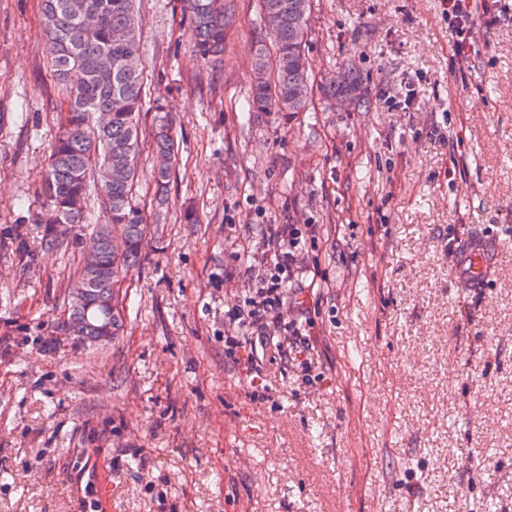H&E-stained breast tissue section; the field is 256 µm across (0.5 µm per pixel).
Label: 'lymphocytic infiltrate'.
I'll list each match as a JSON object with an SVG mask.
<instances>
[{
  "mask_svg": "<svg viewBox=\"0 0 512 512\" xmlns=\"http://www.w3.org/2000/svg\"><path fill=\"white\" fill-rule=\"evenodd\" d=\"M448 17V34L455 54L462 55L471 45L478 0H442ZM314 224H267L261 230L256 251L245 260L256 269L255 286L242 304L228 308L224 316L238 328L237 335L224 339V355L251 369V361L242 360L241 350L270 343L287 347L294 361H304L311 348V336L298 320L286 319V303L298 292V279L308 268L303 242L315 238Z\"/></svg>",
  "mask_w": 512,
  "mask_h": 512,
  "instance_id": "f902f5d3",
  "label": "lymphocytic infiltrate"
}]
</instances>
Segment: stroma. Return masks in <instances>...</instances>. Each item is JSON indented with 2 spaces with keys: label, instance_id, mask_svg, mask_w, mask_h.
<instances>
[{
  "label": "stroma",
  "instance_id": "35a3bbf8",
  "mask_svg": "<svg viewBox=\"0 0 512 512\" xmlns=\"http://www.w3.org/2000/svg\"><path fill=\"white\" fill-rule=\"evenodd\" d=\"M229 3L213 65L181 0L139 2L142 122L166 116L179 149L162 224L141 155L152 229L120 335L94 344L58 326L105 191L45 247L65 94L41 0H0V230L34 255L0 243V512H512V0L460 57L441 0H312L310 107L258 117L269 35L258 0ZM348 67L363 101L343 111L323 85ZM264 224L319 227L306 373L272 346L249 376L224 356ZM482 239L471 290L448 248Z\"/></svg>",
  "mask_w": 512,
  "mask_h": 512
}]
</instances>
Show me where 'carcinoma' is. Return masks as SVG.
<instances>
[{"label":"carcinoma","instance_id":"carcinoma-1","mask_svg":"<svg viewBox=\"0 0 512 512\" xmlns=\"http://www.w3.org/2000/svg\"><path fill=\"white\" fill-rule=\"evenodd\" d=\"M260 21L273 40V49L260 43L252 64L253 82L247 102L250 112L308 111L311 82L305 47L311 34V0H259ZM191 24L194 51L209 62L224 54L226 0H184ZM94 13L98 28L87 31L84 15ZM42 29L46 52L55 76L67 92V109L55 136L42 195L50 209L45 245L63 246L58 224H81L87 198V173L106 188V216L95 227L84 249L97 259L80 262L69 285L67 321L72 335L99 340L109 323L112 335L122 329L115 285L141 258L148 229L144 212L135 200L143 129L140 114L146 84L140 65H129L126 56L141 55L137 0H42ZM331 99L354 95L362 99L361 85L353 71L325 85ZM110 114L99 126L95 116ZM155 194L165 201L173 174L174 140L168 124L151 132ZM119 234L126 242L121 256L112 253L111 239Z\"/></svg>","mask_w":512,"mask_h":512}]
</instances>
